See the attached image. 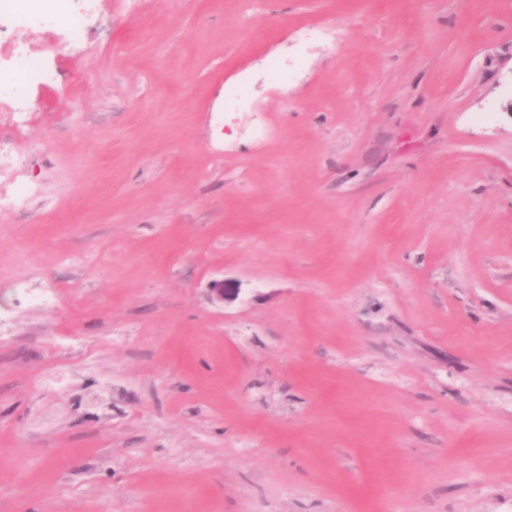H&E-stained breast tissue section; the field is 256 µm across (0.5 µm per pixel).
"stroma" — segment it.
<instances>
[{"label": "stroma", "mask_w": 512, "mask_h": 512, "mask_svg": "<svg viewBox=\"0 0 512 512\" xmlns=\"http://www.w3.org/2000/svg\"><path fill=\"white\" fill-rule=\"evenodd\" d=\"M29 2L0 512H512V0Z\"/></svg>", "instance_id": "35a3bbf8"}]
</instances>
